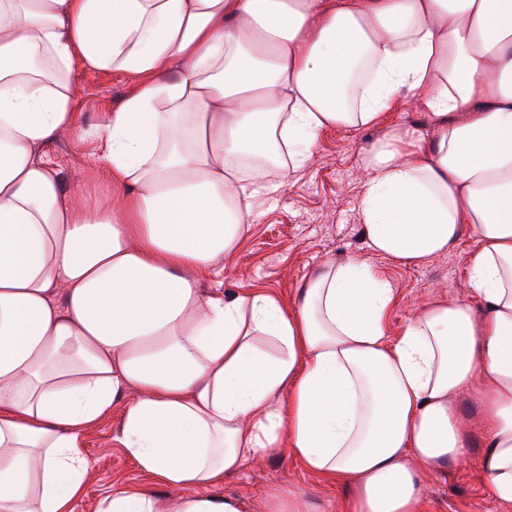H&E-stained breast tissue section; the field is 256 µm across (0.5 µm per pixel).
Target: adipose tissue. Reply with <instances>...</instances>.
I'll return each instance as SVG.
<instances>
[{"mask_svg":"<svg viewBox=\"0 0 512 512\" xmlns=\"http://www.w3.org/2000/svg\"><path fill=\"white\" fill-rule=\"evenodd\" d=\"M77 61L138 78L92 192L47 151L78 127ZM401 95L430 129L363 158L365 237L423 265L470 233V298L392 341L394 290L357 260L291 310L204 293L319 131ZM130 391L120 441L176 496L98 512H248L211 488L284 450L346 485L344 512H423L424 474L466 464L475 432L512 505V0H0V512H76L83 432Z\"/></svg>","mask_w":512,"mask_h":512,"instance_id":"ef3b65f1","label":"adipose tissue"}]
</instances>
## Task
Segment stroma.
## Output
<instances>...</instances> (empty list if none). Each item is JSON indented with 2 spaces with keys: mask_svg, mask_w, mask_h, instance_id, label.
I'll list each match as a JSON object with an SVG mask.
<instances>
[{
  "mask_svg": "<svg viewBox=\"0 0 512 512\" xmlns=\"http://www.w3.org/2000/svg\"><path fill=\"white\" fill-rule=\"evenodd\" d=\"M136 84L130 75L79 69L74 108L82 131L61 132L51 147V156L68 185L92 188V170L104 162L96 128ZM404 124L423 128L428 121L409 99L400 98L384 112L379 128L355 132L335 126L322 130L306 166L256 203L247 234L225 255V293L261 290L291 308L315 269L357 259L394 289L395 303L387 322V332L393 338L426 302L467 299L466 266L476 246L473 237L462 236L448 253L418 266L376 254L367 245L357 210L366 178L361 158L382 131ZM123 410V403H116L110 415L88 427L83 436V450L94 468L77 512H97L100 500L118 488L162 489L136 467L119 441ZM482 452L481 439H474L465 467L451 465L427 476L428 512H512V507L497 503L490 495L480 467ZM273 486L304 492L320 501L325 512H341L343 486L306 472L284 452L248 462L214 492L244 497L253 512H265V494Z\"/></svg>",
  "mask_w": 512,
  "mask_h": 512,
  "instance_id": "obj_1",
  "label": "stroma"
}]
</instances>
